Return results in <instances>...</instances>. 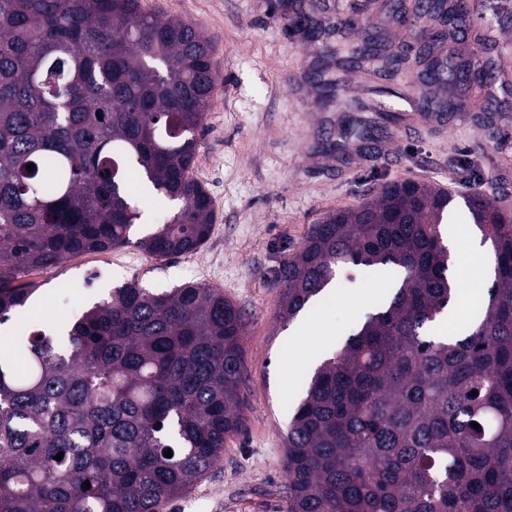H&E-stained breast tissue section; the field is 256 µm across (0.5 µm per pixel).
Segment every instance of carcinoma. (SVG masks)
Listing matches in <instances>:
<instances>
[{
	"mask_svg": "<svg viewBox=\"0 0 512 512\" xmlns=\"http://www.w3.org/2000/svg\"><path fill=\"white\" fill-rule=\"evenodd\" d=\"M443 2L396 16L418 31L413 57L346 25L327 56L411 69L421 109L456 112L431 88L455 80L442 53L470 5ZM212 53L200 26L141 0H0V512H156L243 430L244 322L221 290L133 281L67 328L11 326L35 292L25 274L130 243L138 189L174 204L139 248L169 258L207 241L215 211L192 170ZM460 72L473 86L488 75L476 55ZM454 200L386 184L324 215L281 266L288 321L345 268L386 283L341 347L300 373L288 512H512V220L463 196L494 277L481 319L438 336L458 293Z\"/></svg>",
	"mask_w": 512,
	"mask_h": 512,
	"instance_id": "carcinoma-1",
	"label": "carcinoma"
}]
</instances>
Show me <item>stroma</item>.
Wrapping results in <instances>:
<instances>
[{"instance_id": "obj_1", "label": "stroma", "mask_w": 512, "mask_h": 512, "mask_svg": "<svg viewBox=\"0 0 512 512\" xmlns=\"http://www.w3.org/2000/svg\"><path fill=\"white\" fill-rule=\"evenodd\" d=\"M471 2L475 21L457 53L492 61L484 86L443 84L459 112L423 119L406 106L362 141L357 133L375 114L337 111L313 78L335 35L311 43L290 25L302 6L322 27L348 19L358 34L410 42L385 0H142L146 11L200 25L215 46L218 84L193 169L216 213L211 234L198 252L155 258L136 245L161 214L148 206L130 244L69 257L26 279L56 325L131 282L157 292L188 282L220 288L240 308L245 428L227 438L213 468L157 512H287L284 433L302 370L297 355L333 353L375 293L359 271H345L335 296L283 324L278 268L319 218L408 179L458 197L475 190L512 211V30L500 24L502 0Z\"/></svg>"}]
</instances>
